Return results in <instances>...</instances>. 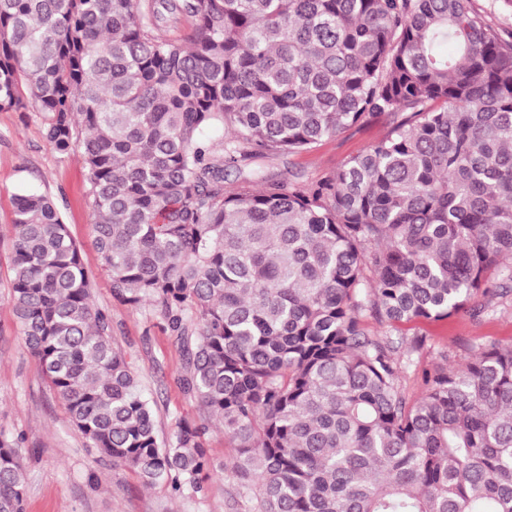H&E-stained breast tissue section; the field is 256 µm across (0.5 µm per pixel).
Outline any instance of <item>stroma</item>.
Returning a JSON list of instances; mask_svg holds the SVG:
<instances>
[{
  "instance_id": "obj_1",
  "label": "stroma",
  "mask_w": 512,
  "mask_h": 512,
  "mask_svg": "<svg viewBox=\"0 0 512 512\" xmlns=\"http://www.w3.org/2000/svg\"><path fill=\"white\" fill-rule=\"evenodd\" d=\"M390 124L387 116L371 117L313 152L274 158L266 166L283 178L318 179L384 136ZM22 187L58 200L82 250L93 301L110 316L112 344L153 402L159 435L169 437L183 422H200L202 411L180 385L185 360L158 311L131 307L112 294V281L92 245V205L81 154L56 153L37 113L0 111V432L24 439L25 512H242L233 501L232 478L220 469L233 450L219 426H210L204 437L216 471L199 488L177 492L164 484L144 485L135 470L90 448L70 424L63 401L24 347L11 302L13 197ZM402 331L427 338L419 367H432L442 352L455 367L469 359L473 345L512 339V295L476 320L462 312L444 322L408 324Z\"/></svg>"
}]
</instances>
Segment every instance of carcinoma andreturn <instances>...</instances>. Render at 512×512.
Wrapping results in <instances>:
<instances>
[{
    "label": "carcinoma",
    "instance_id": "1",
    "mask_svg": "<svg viewBox=\"0 0 512 512\" xmlns=\"http://www.w3.org/2000/svg\"><path fill=\"white\" fill-rule=\"evenodd\" d=\"M471 2L0 0V110L80 151L112 292L159 309L203 410L159 439L57 200L19 193L13 309L90 447L196 489L215 421L248 512H512V341L414 398L425 337L364 328L512 293V41ZM377 115L314 183L259 164ZM21 443L0 434V512H24Z\"/></svg>",
    "mask_w": 512,
    "mask_h": 512
}]
</instances>
